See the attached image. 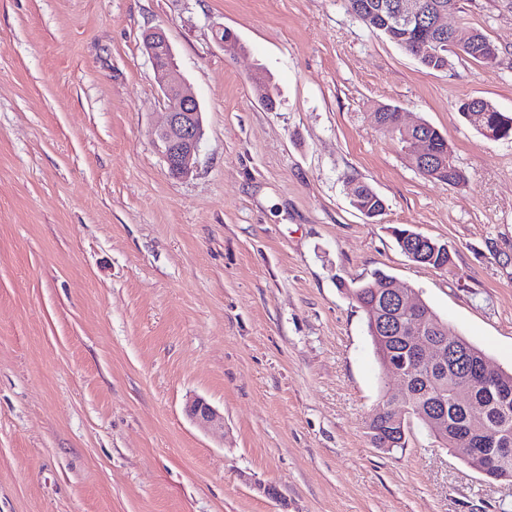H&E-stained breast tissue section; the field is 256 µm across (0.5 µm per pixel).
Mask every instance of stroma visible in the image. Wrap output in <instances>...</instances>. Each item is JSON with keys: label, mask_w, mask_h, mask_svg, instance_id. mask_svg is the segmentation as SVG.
I'll return each mask as SVG.
<instances>
[{"label": "stroma", "mask_w": 512, "mask_h": 512, "mask_svg": "<svg viewBox=\"0 0 512 512\" xmlns=\"http://www.w3.org/2000/svg\"><path fill=\"white\" fill-rule=\"evenodd\" d=\"M448 22L497 61L426 69L345 0H0V512H512V480L420 421L391 454L365 433L398 387L348 293L374 270L512 368V140L456 108L512 115V0ZM152 28L204 112L184 178L152 137ZM380 104L435 126L465 183L424 179ZM401 225L452 272L404 255ZM196 396L222 428L187 418ZM458 33L459 35H466L467 40L471 42L473 47L472 52H470L465 58L485 65L496 62L498 49L484 34L477 30L466 28L458 29ZM471 100L461 102L458 112L477 132L490 140L512 139V116L499 112L486 100L478 106H472ZM397 106L378 105L375 109L376 122L379 130L385 136L397 138L402 143H406L400 130V112H397ZM393 109V110H392ZM409 231L413 232V230L408 229V228H395V230L393 231L396 236L397 243L404 254H406L409 258L411 257L412 260L417 263H421L423 265H428L435 269H437L438 267H442L443 269H441V270H444V271L450 270V268L454 265L451 252L448 251V256H447V254L442 255L440 248L443 243L433 240L429 237L424 236L431 242L430 245L427 244V251H428L427 256H428V258L434 257V262H431V261L427 262V261H425V260H427L425 258H423V259L414 258L412 254L408 255V253L405 251V248L400 244V240H401L400 237H401V235H404ZM433 245H437L439 247V249L437 251H435V248Z\"/></svg>", "instance_id": "stroma-1"}]
</instances>
